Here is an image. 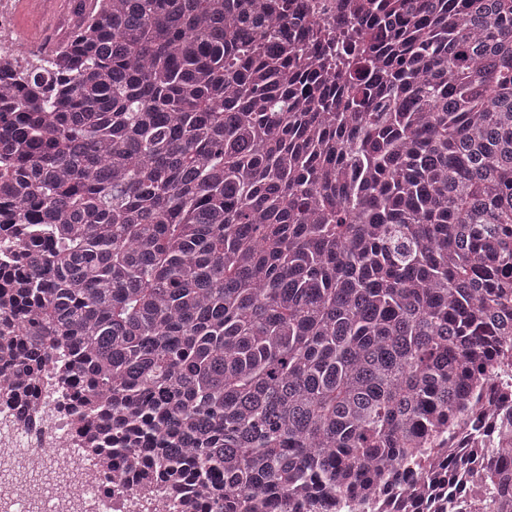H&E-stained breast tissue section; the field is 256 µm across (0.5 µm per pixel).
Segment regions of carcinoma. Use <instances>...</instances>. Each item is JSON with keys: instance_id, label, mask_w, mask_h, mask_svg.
Returning <instances> with one entry per match:
<instances>
[{"instance_id": "cac0c4a2", "label": "carcinoma", "mask_w": 512, "mask_h": 512, "mask_svg": "<svg viewBox=\"0 0 512 512\" xmlns=\"http://www.w3.org/2000/svg\"><path fill=\"white\" fill-rule=\"evenodd\" d=\"M1 231L0 387L60 361L117 480L512 512V0H88L0 68ZM304 6L310 20L316 25H322L327 17L336 15V0H296Z\"/></svg>"}]
</instances>
